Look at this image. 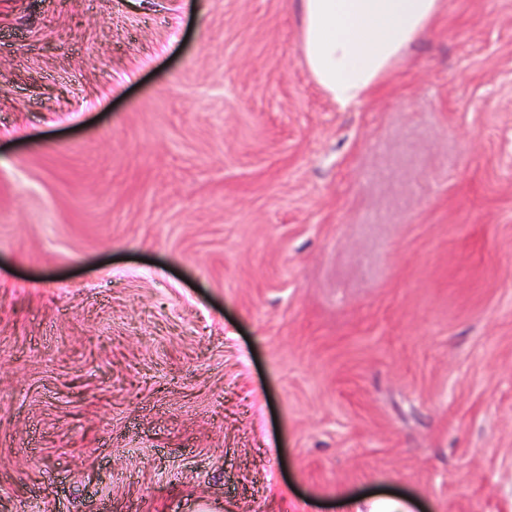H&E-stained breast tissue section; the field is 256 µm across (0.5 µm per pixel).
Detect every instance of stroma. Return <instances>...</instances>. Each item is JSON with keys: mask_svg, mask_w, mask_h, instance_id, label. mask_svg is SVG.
Here are the masks:
<instances>
[{"mask_svg": "<svg viewBox=\"0 0 512 512\" xmlns=\"http://www.w3.org/2000/svg\"><path fill=\"white\" fill-rule=\"evenodd\" d=\"M299 0H0V512H512V0L341 108Z\"/></svg>", "mask_w": 512, "mask_h": 512, "instance_id": "35a3bbf8", "label": "stroma"}]
</instances>
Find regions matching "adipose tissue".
I'll return each instance as SVG.
<instances>
[{
    "instance_id": "adipose-tissue-1",
    "label": "adipose tissue",
    "mask_w": 512,
    "mask_h": 512,
    "mask_svg": "<svg viewBox=\"0 0 512 512\" xmlns=\"http://www.w3.org/2000/svg\"><path fill=\"white\" fill-rule=\"evenodd\" d=\"M443 0H300L307 66L337 104L368 97L440 14Z\"/></svg>"
}]
</instances>
